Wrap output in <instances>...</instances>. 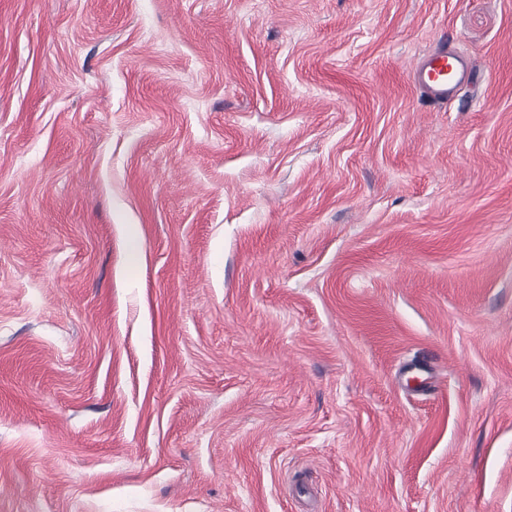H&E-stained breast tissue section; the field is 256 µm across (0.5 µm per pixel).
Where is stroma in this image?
I'll use <instances>...</instances> for the list:
<instances>
[{
    "mask_svg": "<svg viewBox=\"0 0 512 512\" xmlns=\"http://www.w3.org/2000/svg\"><path fill=\"white\" fill-rule=\"evenodd\" d=\"M0 512H512V0H0ZM469 68L466 59L460 55L442 50L429 54L413 72L414 83L431 99L446 101L465 82Z\"/></svg>",
    "mask_w": 512,
    "mask_h": 512,
    "instance_id": "35a3bbf8",
    "label": "stroma"
}]
</instances>
